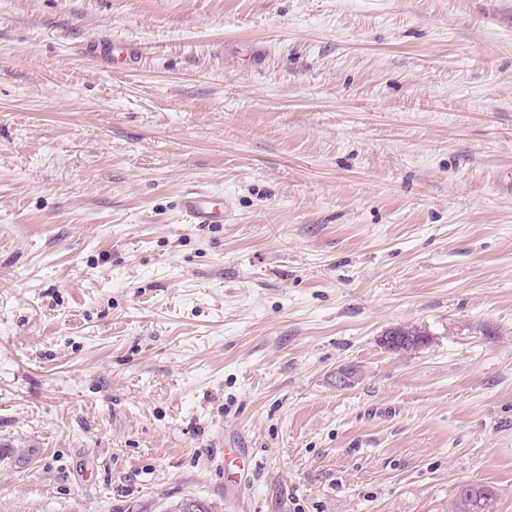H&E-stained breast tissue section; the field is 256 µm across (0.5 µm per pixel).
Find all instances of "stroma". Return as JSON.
<instances>
[{
    "mask_svg": "<svg viewBox=\"0 0 512 512\" xmlns=\"http://www.w3.org/2000/svg\"><path fill=\"white\" fill-rule=\"evenodd\" d=\"M506 167L512 0H0V512H512ZM210 189L198 186L186 191L180 199V210L191 224H221L224 201ZM469 484H465L462 486L460 485L457 490V503L456 508L458 512H489L491 503L495 499L496 493L493 489V487L488 485H483L485 487L486 492L488 493V496H481L477 498H469L467 499L466 503L460 502L459 499V493L461 489Z\"/></svg>",
    "mask_w": 512,
    "mask_h": 512,
    "instance_id": "stroma-1",
    "label": "stroma"
}]
</instances>
